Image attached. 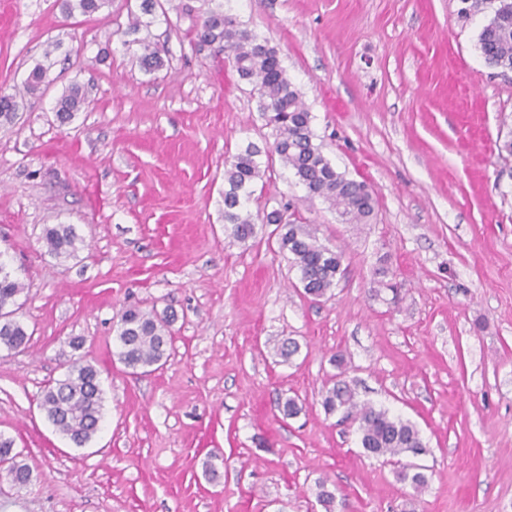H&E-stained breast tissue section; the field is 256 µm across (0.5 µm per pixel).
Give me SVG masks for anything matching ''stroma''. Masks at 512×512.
I'll list each match as a JSON object with an SVG mask.
<instances>
[{
    "label": "stroma",
    "instance_id": "35a3bbf8",
    "mask_svg": "<svg viewBox=\"0 0 512 512\" xmlns=\"http://www.w3.org/2000/svg\"><path fill=\"white\" fill-rule=\"evenodd\" d=\"M140 3L88 17L0 0V91L18 101L0 124V257L24 285L30 336L0 350V434L35 476L21 490L0 478V512H324L322 478L334 512H512V156L498 151L512 72L480 53L484 15L461 19V0H227L277 48L336 170L377 200L372 223H343L277 162L253 186L241 243L224 228V160L272 129L251 85L192 40L208 0H161L139 31L164 60L150 73L125 46ZM38 64L46 85L22 92ZM75 83L87 103L59 123ZM288 201L345 253L318 301L262 221ZM50 224L75 226V257L46 252ZM129 307L177 316L148 375L117 357ZM287 339L299 350L286 361ZM77 359L104 390L84 448L38 407ZM339 379L416 426L422 489L325 412ZM286 396L296 417L276 409Z\"/></svg>",
    "mask_w": 512,
    "mask_h": 512
}]
</instances>
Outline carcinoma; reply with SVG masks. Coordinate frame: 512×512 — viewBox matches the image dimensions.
<instances>
[{"mask_svg": "<svg viewBox=\"0 0 512 512\" xmlns=\"http://www.w3.org/2000/svg\"><path fill=\"white\" fill-rule=\"evenodd\" d=\"M463 17L488 13L478 44L486 64L505 75L512 72V0H461ZM109 4V0H64L67 11L78 9L92 16ZM196 45L208 48L224 61L239 79L251 84L257 94L259 111L266 115L273 130V146L262 151L249 142L224 162V223L233 237L245 242L254 236V222L244 211V201L252 194L251 187L262 177L261 156L281 164L293 172L308 196L318 197L335 208L348 224H368L375 215L373 191L365 181H356L336 171L315 142L311 112L300 90L288 76L278 50L266 39L242 29L224 12V4L204 13L195 25ZM138 59L148 72L162 67L163 62L147 39L138 41ZM46 69L36 65L28 74L23 89L33 93L40 89ZM86 102L85 93L76 84L68 87L57 102L56 116L60 123L70 121ZM15 96L0 93V123L17 118ZM46 252L56 258L76 255L83 240L71 224H52L43 229ZM279 248L288 251L299 272V282L306 295L324 297L336 287L344 261L339 249L322 244L316 235L300 224L282 225ZM23 284L8 266L0 261V349L18 350L27 346L30 335L17 318L18 297ZM172 319L152 311L129 308L121 312L117 323L118 359L134 371L151 368L166 358L171 345ZM322 406L328 413L342 411L358 423L360 444L365 452L376 457L395 458L402 455L418 457L426 453L419 430L414 424L390 415L382 408L362 403L348 382L338 380L322 394ZM39 407L55 430L77 448L88 445L100 429L103 418V389L100 372L91 363L75 362L65 375L49 382L39 399ZM14 440L0 435V465L11 484L26 488L33 482L31 467L18 460L13 452ZM402 483L418 490L427 483L422 466L406 463L398 473Z\"/></svg>", "mask_w": 512, "mask_h": 512, "instance_id": "carcinoma-1", "label": "carcinoma"}]
</instances>
